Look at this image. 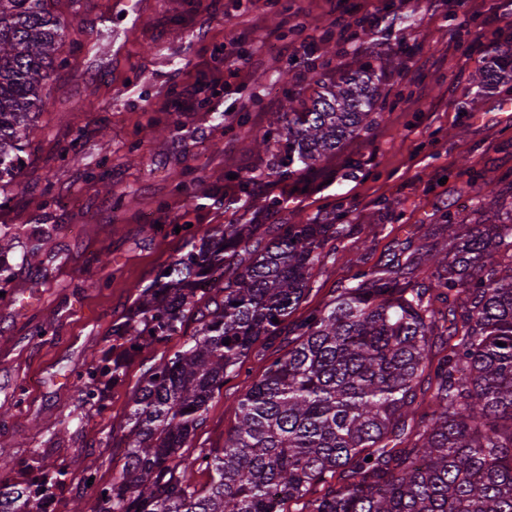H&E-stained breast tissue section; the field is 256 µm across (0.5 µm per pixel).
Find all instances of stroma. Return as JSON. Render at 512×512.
Segmentation results:
<instances>
[{"label": "stroma", "mask_w": 512, "mask_h": 512, "mask_svg": "<svg viewBox=\"0 0 512 512\" xmlns=\"http://www.w3.org/2000/svg\"><path fill=\"white\" fill-rule=\"evenodd\" d=\"M333 0H82L80 48L65 47L41 134L0 225L45 224L39 261H9L13 278L0 300V457L13 470L39 455L68 473L54 512L88 496L86 476L110 484L124 463L112 438L127 430L142 365L171 355L196 326L188 319L167 342L132 357L122 380L106 386V406L79 409L73 383L91 351L110 348L112 326L161 267L186 253L192 237L236 223L234 175H251L258 198L287 195L288 208L255 212L261 237L299 221L343 229L323 248L310 290L276 339L257 345L240 378L228 379L208 406L194 448H219L233 429L241 377L260 378L284 356L295 327L326 307L355 275L386 263L406 242H433L444 216L479 220V185L497 183L512 203V88L483 90L472 74L485 64L471 52L512 53V34L496 17L512 0H444L408 20L379 23L369 39L340 41ZM333 44L332 65L376 60L387 92L372 130L287 185L268 175L257 151L288 89L300 82L312 49ZM196 86L188 112L184 87ZM177 125L157 139L152 124ZM112 185L100 189V178ZM52 315L48 339L32 331Z\"/></svg>", "instance_id": "35a3bbf8"}]
</instances>
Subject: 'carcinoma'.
I'll use <instances>...</instances> for the list:
<instances>
[{"label": "carcinoma", "instance_id": "cac0c4a2", "mask_svg": "<svg viewBox=\"0 0 512 512\" xmlns=\"http://www.w3.org/2000/svg\"><path fill=\"white\" fill-rule=\"evenodd\" d=\"M63 3L75 12L80 0H0V206L11 202L54 74L65 66L58 51L77 43ZM328 65L310 64L313 94H288L255 136L283 181L375 123L382 91L372 62L330 82L320 73ZM508 80L512 56L494 52L473 77L485 89ZM252 182L237 176L238 201L254 202ZM484 185L477 223L445 219L447 238L359 272L297 325L288 352L261 378L242 381L237 423L220 450L187 448L255 344L281 335L339 225L281 224L258 248L251 241L260 225L224 224L160 269L112 326L124 350L92 359L90 381L74 382L79 405L104 408L100 378L121 379L133 347L163 342L196 318L183 346L144 370L123 435L125 463L97 488L93 512H285L301 500L302 512H512V209L502 217L501 192ZM42 234L37 226L28 234L29 265ZM21 235L0 228V292ZM435 336L450 344L434 359ZM426 371L434 387L421 414L417 385ZM199 471L210 475L202 487L193 483ZM66 476L32 460L24 479L0 486V512H45ZM317 486L321 495L306 499Z\"/></svg>", "mask_w": 512, "mask_h": 512}]
</instances>
